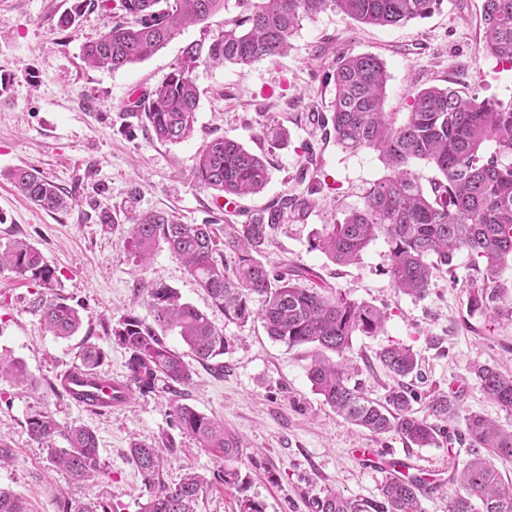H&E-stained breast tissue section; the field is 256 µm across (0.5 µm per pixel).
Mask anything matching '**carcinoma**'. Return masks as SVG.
I'll return each instance as SVG.
<instances>
[{
  "instance_id": "1",
  "label": "carcinoma",
  "mask_w": 512,
  "mask_h": 512,
  "mask_svg": "<svg viewBox=\"0 0 512 512\" xmlns=\"http://www.w3.org/2000/svg\"><path fill=\"white\" fill-rule=\"evenodd\" d=\"M228 0H116L120 21L94 41L82 46L90 66L118 71L138 63L181 33L226 8ZM241 16L224 26L209 42H192L159 84L131 107L140 113L143 129L161 143H181L193 137L200 100L192 73L198 65L232 62L247 65L284 54L302 21L336 9L364 24L394 25L425 18L443 0H236ZM93 0H76L59 15L56 27L67 31ZM481 22L482 48L501 64L512 67V0H484ZM331 116H317L332 125L336 143L346 150L369 149L385 160L390 174L373 183L363 207L335 224L314 233L311 247L340 265L356 262L378 236L387 239L391 263L389 276L396 290L423 298L428 295L437 269L452 267L458 251H466L474 264H483V276L494 283L507 259L512 258V164L499 163L498 155H512V102L478 100L447 87L416 91L410 112L395 124L384 112L387 71L383 59L367 52L342 51L336 60ZM276 147L288 141L283 126L261 131ZM495 143V153L483 155L484 145ZM422 160L433 165L441 178L427 194L410 164ZM9 179L31 202L44 210L66 212L70 196L55 182L18 167ZM269 181L265 156L247 150L237 141L214 137L199 152L191 182L224 199V215H236L237 200L262 192ZM310 196L284 195L278 202L251 214L241 224H229L219 238L211 224H183L159 210H129L130 251L134 263L144 266L163 245L179 260L224 316L245 324L263 321L268 336L290 347L312 345L318 354L307 367L312 389L343 419L374 435L395 433L418 448L449 445L443 423L459 414L457 404L439 392L429 402L428 414L418 416L416 394L408 378H416L419 364L412 349L390 345L378 361L396 379L384 400H374L352 379L359 368L347 364L346 352L355 335L376 336L384 330L387 313L338 293L326 295L304 285L319 279L303 266L278 267L262 261L277 229L288 214L306 217ZM233 267L227 268L224 253ZM9 272L37 287L32 299L47 332L58 338L76 334L82 316L68 298L56 292L57 271L42 252L28 241L16 239L0 247V273ZM145 303L150 320L127 315L112 327L110 339L128 355L127 383L141 393H152L162 382L171 391L186 386L192 371L183 354L168 347L160 333L175 331L189 347L195 361L207 365L224 354L226 339L208 314L181 300L164 283L145 282ZM259 298L260 307L253 305ZM471 311L492 312L512 318V293L497 285L473 289L467 296ZM336 354L332 362L324 353ZM104 348L87 344L75 369L85 374L102 370ZM473 375L486 398L512 410V374L481 364ZM0 377L29 383L24 365L0 357ZM183 433L194 437L218 461L223 484L235 486L241 439L224 424L186 404L172 408ZM32 439L48 451L52 464L76 481H86L101 471L95 433L84 426H62L47 411L27 420ZM470 441L468 460L453 473L459 489L448 512H512V483L505 484L496 466L512 460V428L506 429L479 413L463 416ZM131 456L147 492L140 512H195L206 481L188 474L177 483L164 476L163 450L135 443ZM422 485L402 479H385L380 500L361 503L334 491L313 500L312 512H422ZM58 512H112L99 501L74 502L62 498Z\"/></svg>"
}]
</instances>
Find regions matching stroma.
Returning <instances> with one entry per match:
<instances>
[{
    "mask_svg": "<svg viewBox=\"0 0 512 512\" xmlns=\"http://www.w3.org/2000/svg\"><path fill=\"white\" fill-rule=\"evenodd\" d=\"M72 3L0 0V244L23 238L36 246L56 268L60 292L83 316L74 336L54 337L32 309V285L0 275V354L23 362L31 379L27 386L0 380V444L10 455L0 466V488L20 498L27 512H58L64 497L97 499L112 512H139L146 491L130 448L137 441L170 442L175 450L167 456L166 479L176 482L196 472L208 482L198 512H237L246 497L260 501L265 512H310L309 500L329 490L363 502L379 499L383 474L361 467L350 449L376 448L388 456L409 451L398 435L358 429L323 402L306 376L311 346L291 349L272 340L261 322L242 325L226 318L167 249L138 268L127 253L128 225L97 223L98 212L126 207L134 188L140 191L138 208L169 212L185 224L218 217L211 192L190 180L198 151L217 136L238 141L270 163L266 188L239 200L242 210H260L288 191L305 192L302 169L317 176L316 206L305 221L279 228L265 260L312 268L328 291L388 313L381 333L354 336L347 353L351 364L362 367L371 398L383 399L393 383L377 353L400 344L416 353L428 387L457 396L460 416L478 411L512 426V410L486 399L470 372L477 363L512 370V320L469 312L468 292L481 285L482 275L467 252L455 255L454 272L437 271L428 295L417 299L395 291L385 238L372 241L351 265L335 264L310 247L314 231L362 208L366 190L388 173L378 152L342 149L312 119L331 109L335 51L369 52L384 60V110L398 123L414 92L429 86L510 102L512 69L501 68L481 49L483 0H443L430 16L393 26L363 25L328 10L303 20L283 56L248 66H198L195 134L177 144L149 138L130 103L136 91L152 89L172 71L188 43L223 31L225 21L237 15L236 5L183 30L144 61L112 72L88 66L81 47L112 27L115 9L87 7L72 29L60 31L57 18ZM277 123L288 127L290 137L273 148L258 133ZM308 143L316 148L311 160L304 153ZM17 166L62 187L73 198L71 209L51 213L23 197L7 178ZM143 281L176 289L223 331V373L193 364L189 385L174 392L136 391L108 412L55 396L49 382L78 363L88 341L107 351L105 371L124 378L127 355L109 334L124 315L148 317ZM178 403L223 421L244 442L236 463L238 485L221 484L220 463L176 427L171 412ZM36 411L50 412L64 426L91 428L101 474L76 488L53 468L27 428V417ZM460 416L449 421V430L462 429ZM414 452L438 480L434 493L422 495V512H448L456 487L448 480L447 448Z\"/></svg>",
    "mask_w": 512,
    "mask_h": 512,
    "instance_id": "35a3bbf8",
    "label": "stroma"
}]
</instances>
